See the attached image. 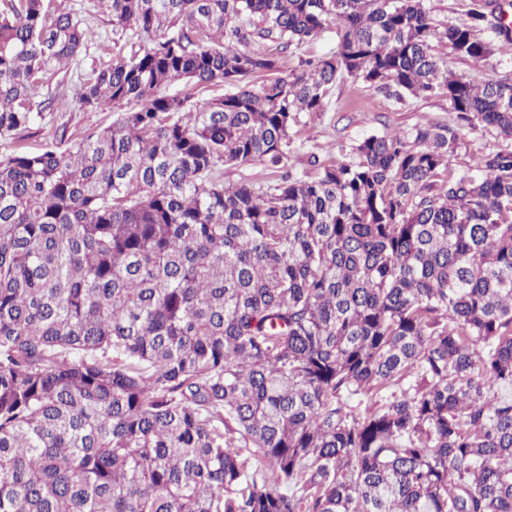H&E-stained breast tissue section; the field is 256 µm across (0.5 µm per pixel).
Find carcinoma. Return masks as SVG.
<instances>
[{"mask_svg":"<svg viewBox=\"0 0 512 512\" xmlns=\"http://www.w3.org/2000/svg\"><path fill=\"white\" fill-rule=\"evenodd\" d=\"M106 7L116 38L73 95L117 118L0 155V512H512V150L455 175L456 136L424 127L224 184L283 168L346 77L512 136V79L433 46L489 60L497 0L442 24L423 0ZM331 23L298 71L267 47ZM93 37L0 0V137ZM434 45L435 52L444 62L445 69L465 75L474 82L496 80L506 75L512 77V45H503L486 63H476L470 58L455 55L445 42L435 41ZM273 175L263 163L258 161L242 165L237 168L224 169V183L251 182L264 184L271 180Z\"/></svg>","mask_w":512,"mask_h":512,"instance_id":"carcinoma-1","label":"carcinoma"}]
</instances>
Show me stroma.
<instances>
[{"instance_id":"35a3bbf8","label":"stroma","mask_w":512,"mask_h":512,"mask_svg":"<svg viewBox=\"0 0 512 512\" xmlns=\"http://www.w3.org/2000/svg\"><path fill=\"white\" fill-rule=\"evenodd\" d=\"M60 11L71 13L90 28L94 38L79 55L65 78L54 79L41 89V97L51 99L52 106L43 114L40 124L21 137L0 138V153L24 143L31 149L46 142H62L70 146L88 133L101 129L115 119L113 111L87 110L74 99L72 88L97 64L101 45L112 42V15L104 0H57ZM339 41L337 26H329L316 38L288 47L281 54L285 71L297 69L302 60L320 58L335 51ZM435 52L445 68L475 82L512 76V45L495 51L488 62H474L450 51L446 43L436 42ZM448 126L456 133L450 167L462 173L477 166L491 152L512 149V138L479 122L458 121L446 94L433 96L395 95L359 80L346 78L336 85L330 107L325 112L303 113L291 132L285 166L294 176L313 175L311 157L355 160L354 147L370 135L405 132L416 127Z\"/></svg>"}]
</instances>
